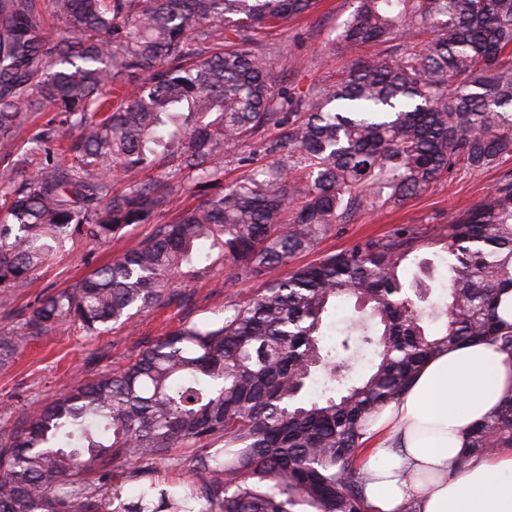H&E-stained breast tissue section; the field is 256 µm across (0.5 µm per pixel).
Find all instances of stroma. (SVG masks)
<instances>
[{
    "label": "stroma",
    "mask_w": 512,
    "mask_h": 512,
    "mask_svg": "<svg viewBox=\"0 0 512 512\" xmlns=\"http://www.w3.org/2000/svg\"><path fill=\"white\" fill-rule=\"evenodd\" d=\"M352 10V0H320L313 12L260 33L259 39L266 44L274 63L278 87L305 92L335 81L353 63V56L331 49L332 39ZM507 174H512V156L502 158L492 169L463 172L435 182L402 206L378 214L359 213L350 223L340 225L335 234L321 239L313 250L298 255L294 263L300 266L314 262L367 239L388 235L406 224L418 229L421 254L429 256L436 225L447 223L449 212L473 206ZM152 231V225L136 224L105 243L73 238L35 272L26 291L0 288V327L15 325L21 312L43 292L73 286L99 265L122 256ZM262 284L259 278L231 277L219 263L207 273L183 280L181 289L187 295L183 304L146 309L135 316L133 324H114L93 336L85 335L77 326H63L32 343L11 366L0 370V408H8L15 418L36 409L58 394L64 382L120 369L133 361L148 342L187 321L221 318L226 304L254 297Z\"/></svg>",
    "instance_id": "1"
}]
</instances>
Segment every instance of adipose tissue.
<instances>
[{
	"label": "adipose tissue",
	"mask_w": 512,
	"mask_h": 512,
	"mask_svg": "<svg viewBox=\"0 0 512 512\" xmlns=\"http://www.w3.org/2000/svg\"><path fill=\"white\" fill-rule=\"evenodd\" d=\"M512 394V358L489 342L434 355L398 401L374 414L364 469L376 512L407 499L419 512H512V448L453 475L469 428Z\"/></svg>",
	"instance_id": "adipose-tissue-1"
}]
</instances>
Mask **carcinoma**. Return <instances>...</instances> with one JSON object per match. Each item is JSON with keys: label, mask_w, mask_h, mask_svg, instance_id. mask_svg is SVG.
<instances>
[{"label": "carcinoma", "mask_w": 512, "mask_h": 512, "mask_svg": "<svg viewBox=\"0 0 512 512\" xmlns=\"http://www.w3.org/2000/svg\"><path fill=\"white\" fill-rule=\"evenodd\" d=\"M319 0H0V288L30 284L67 240L105 241L169 210L184 182L218 185L171 223L0 329V368L74 324L93 335L178 282L210 240L255 297L184 322L126 368L70 382L0 426V512H371L360 462L369 416L435 353L491 341L512 357V175L434 230L445 297L401 276L412 226L285 274L360 211L398 206L443 177L512 155V0H355L333 46L336 82L276 89L255 35ZM48 119L10 149L31 114ZM279 129L265 137L269 127ZM275 161L224 184L249 144ZM33 177L18 179L29 157ZM362 309L326 339L338 302ZM368 360L369 371L354 378ZM191 448L182 455L175 448ZM512 448V396L469 433L453 474ZM121 462L132 495L112 486ZM173 468L183 482L160 481Z\"/></svg>", "instance_id": "obj_1"}]
</instances>
